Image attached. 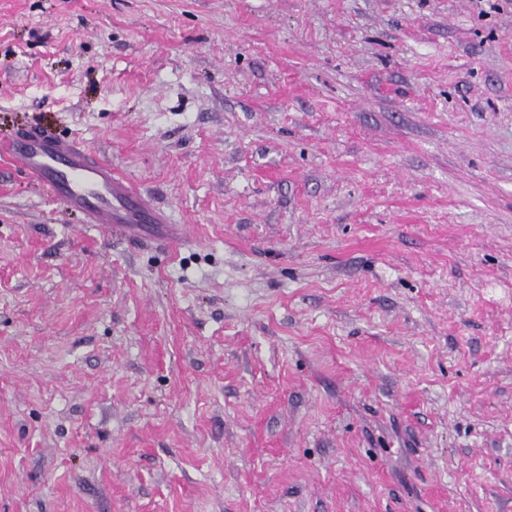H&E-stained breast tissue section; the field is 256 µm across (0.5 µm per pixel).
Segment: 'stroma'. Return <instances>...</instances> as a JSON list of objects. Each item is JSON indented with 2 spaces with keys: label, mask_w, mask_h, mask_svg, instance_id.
<instances>
[{
  "label": "stroma",
  "mask_w": 512,
  "mask_h": 512,
  "mask_svg": "<svg viewBox=\"0 0 512 512\" xmlns=\"http://www.w3.org/2000/svg\"><path fill=\"white\" fill-rule=\"evenodd\" d=\"M0 512H512V0H0ZM0 152L67 209L81 212L87 224L170 223L130 178L78 139L22 130Z\"/></svg>",
  "instance_id": "1"
}]
</instances>
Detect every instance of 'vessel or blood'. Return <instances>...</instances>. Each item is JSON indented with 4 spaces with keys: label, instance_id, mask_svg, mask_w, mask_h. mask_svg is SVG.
I'll use <instances>...</instances> for the list:
<instances>
[{
    "label": "vessel or blood",
    "instance_id": "b4317fda",
    "mask_svg": "<svg viewBox=\"0 0 512 512\" xmlns=\"http://www.w3.org/2000/svg\"><path fill=\"white\" fill-rule=\"evenodd\" d=\"M0 155L8 157L89 224H165L168 216L127 176L99 160L78 139L23 130Z\"/></svg>",
    "mask_w": 512,
    "mask_h": 512
}]
</instances>
